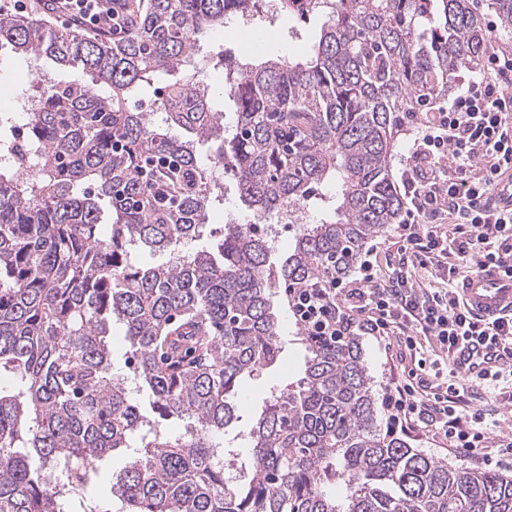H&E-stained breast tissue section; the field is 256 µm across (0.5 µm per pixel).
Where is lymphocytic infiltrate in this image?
<instances>
[{
	"instance_id": "f902f5d3",
	"label": "lymphocytic infiltrate",
	"mask_w": 512,
	"mask_h": 512,
	"mask_svg": "<svg viewBox=\"0 0 512 512\" xmlns=\"http://www.w3.org/2000/svg\"><path fill=\"white\" fill-rule=\"evenodd\" d=\"M45 13L98 35L127 33L131 15L122 0H39ZM512 165V53L492 52L447 110L420 124L404 159L409 201L396 228L398 262L385 283L366 272V288L329 281L293 303L312 335L373 336L404 344L417 364L398 371L387 390L402 428L432 430L450 449L478 455L491 441L481 412L467 411L455 383L425 379L422 348L444 355L449 372L475 369L480 380L512 378V316L476 319L460 302L462 271L491 263L512 273V200L499 193ZM413 266L446 276L435 291L413 281Z\"/></svg>"
}]
</instances>
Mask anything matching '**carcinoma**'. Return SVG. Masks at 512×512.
Returning <instances> with one entry per match:
<instances>
[{"label":"carcinoma","instance_id":"1","mask_svg":"<svg viewBox=\"0 0 512 512\" xmlns=\"http://www.w3.org/2000/svg\"><path fill=\"white\" fill-rule=\"evenodd\" d=\"M262 2L138 0L119 41L0 13V49L81 73L27 115L39 168L0 161V512H102L99 463L118 448L135 449L112 480L118 512H512V476L450 465L382 429L357 337L303 327L304 378L271 392L250 432L249 480L224 475L233 398L281 353L272 287L340 279L401 223L389 159L402 120L449 96L455 73L512 32V0H308L325 22L306 54L249 69L224 60L226 126L183 71L201 31ZM158 74L172 77L167 126L125 108ZM200 143L217 145L214 163L256 215L308 207L336 185L279 266L249 224L224 225L215 252L183 253L219 197ZM145 156L175 165L143 174ZM156 252L168 260L142 261ZM115 320L132 390L112 371ZM329 475L344 496L326 489Z\"/></svg>","mask_w":512,"mask_h":512}]
</instances>
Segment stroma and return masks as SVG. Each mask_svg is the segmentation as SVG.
I'll use <instances>...</instances> for the list:
<instances>
[{
  "label": "stroma",
  "instance_id": "stroma-1",
  "mask_svg": "<svg viewBox=\"0 0 512 512\" xmlns=\"http://www.w3.org/2000/svg\"><path fill=\"white\" fill-rule=\"evenodd\" d=\"M324 22L322 16L278 17L262 24L264 43L256 52L243 53L238 34L232 27L206 31L199 36V50L189 70L201 81L210 84L213 91L212 108L223 113L225 122L233 120V105L224 96V72L218 64L223 59L237 57L239 62L261 63L266 59L302 55L316 41ZM70 70L56 69L52 63L30 62L28 57L15 54L10 49L0 50V112L12 111L16 101L30 97L42 90L44 83L73 78ZM213 174L223 188V201L214 204L208 213L203 237L194 242V249L212 247L218 242L227 223L244 222L248 216L242 206L235 182L222 168ZM274 305L279 316V339L282 353L278 362L260 375L248 379L236 397L237 417L226 429L224 444L231 448L230 459L240 478H247L251 470L249 433L265 408L270 391L297 382L305 372L306 351L298 337V327L284 294H277ZM363 359L373 380L377 399H384L385 389L394 368L400 365L399 347L384 349L375 338L360 339Z\"/></svg>",
  "mask_w": 512,
  "mask_h": 512
}]
</instances>
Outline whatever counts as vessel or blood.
<instances>
[{"label":"vessel or blood","instance_id":"b4317fda","mask_svg":"<svg viewBox=\"0 0 512 512\" xmlns=\"http://www.w3.org/2000/svg\"><path fill=\"white\" fill-rule=\"evenodd\" d=\"M457 293L463 305L480 319L512 315V275L503 268L482 265L460 278Z\"/></svg>","mask_w":512,"mask_h":512}]
</instances>
